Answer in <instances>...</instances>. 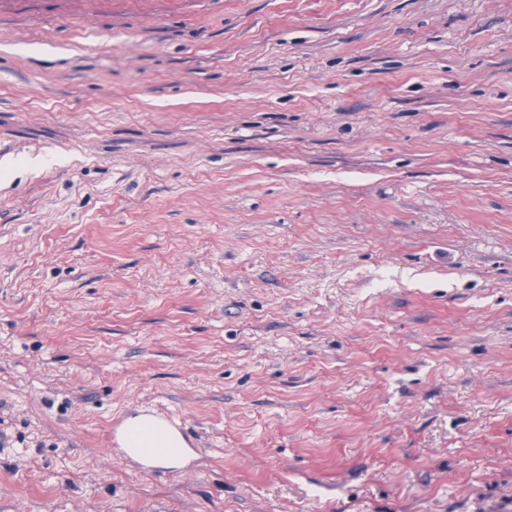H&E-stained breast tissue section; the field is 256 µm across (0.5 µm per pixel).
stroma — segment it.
Returning <instances> with one entry per match:
<instances>
[{
	"mask_svg": "<svg viewBox=\"0 0 512 512\" xmlns=\"http://www.w3.org/2000/svg\"><path fill=\"white\" fill-rule=\"evenodd\" d=\"M0 512H512V0H0ZM118 441L128 457L148 469L182 470L194 457L193 450L176 428L144 412L124 420Z\"/></svg>",
	"mask_w": 512,
	"mask_h": 512,
	"instance_id": "1",
	"label": "stroma"
}]
</instances>
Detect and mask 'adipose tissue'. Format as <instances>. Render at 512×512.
<instances>
[{
	"label": "adipose tissue",
	"mask_w": 512,
	"mask_h": 512,
	"mask_svg": "<svg viewBox=\"0 0 512 512\" xmlns=\"http://www.w3.org/2000/svg\"><path fill=\"white\" fill-rule=\"evenodd\" d=\"M119 444L126 455L148 469L181 470L194 452L183 435L164 420L140 412L128 416L119 432Z\"/></svg>",
	"instance_id": "obj_1"
}]
</instances>
